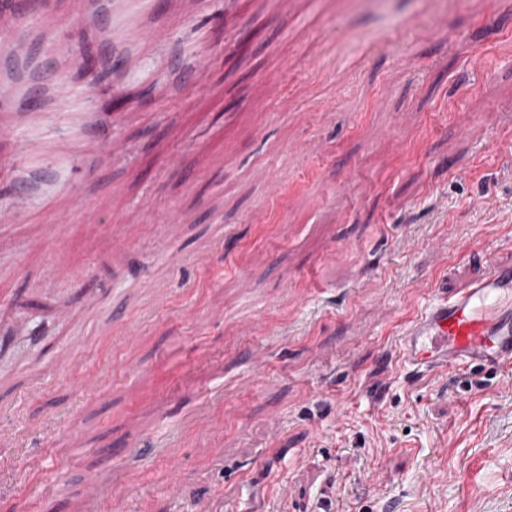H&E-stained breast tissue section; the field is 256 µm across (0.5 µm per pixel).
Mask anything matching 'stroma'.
Segmentation results:
<instances>
[{"label": "stroma", "instance_id": "1", "mask_svg": "<svg viewBox=\"0 0 512 512\" xmlns=\"http://www.w3.org/2000/svg\"><path fill=\"white\" fill-rule=\"evenodd\" d=\"M46 2L31 51L109 139L44 205L0 176V512L91 473L96 512H512V371L397 358L512 255L505 0H155L101 71L100 14Z\"/></svg>", "mask_w": 512, "mask_h": 512}]
</instances>
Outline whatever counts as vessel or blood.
<instances>
[{
	"mask_svg": "<svg viewBox=\"0 0 512 512\" xmlns=\"http://www.w3.org/2000/svg\"><path fill=\"white\" fill-rule=\"evenodd\" d=\"M149 8L148 0H105L104 10L113 29L120 30ZM14 0H0V30L12 40L9 52L0 55V104L15 101L29 80L38 77L39 66L25 47L38 40L37 30L18 25ZM50 123L32 114L19 121L31 132L22 143L21 161L15 170L19 182L36 203H45L71 187L75 159L46 157L34 151L45 128L66 131L81 145V157L96 156L102 141L100 129L85 108V95L60 79L42 82ZM398 358L413 371H453L465 366L491 364L512 368V262H486L467 288L452 297L433 301L412 319L398 339Z\"/></svg>",
	"mask_w": 512,
	"mask_h": 512,
	"instance_id": "vessel-or-blood-1",
	"label": "vessel or blood"
}]
</instances>
